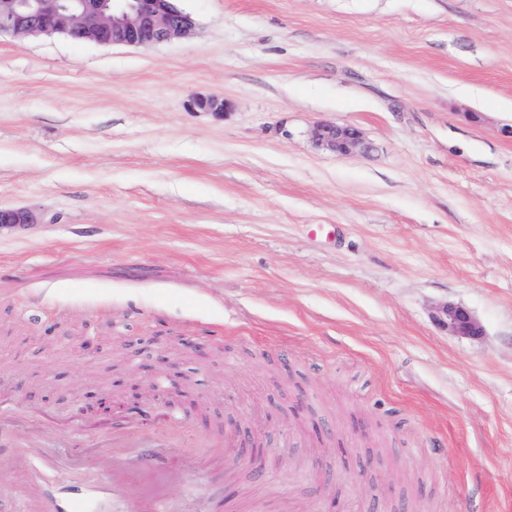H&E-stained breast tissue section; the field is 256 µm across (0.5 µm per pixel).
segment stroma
Instances as JSON below:
<instances>
[{"instance_id": "stroma-1", "label": "stroma", "mask_w": 512, "mask_h": 512, "mask_svg": "<svg viewBox=\"0 0 512 512\" xmlns=\"http://www.w3.org/2000/svg\"><path fill=\"white\" fill-rule=\"evenodd\" d=\"M176 4L148 47L0 37V207L46 218L0 229V485L53 425L122 508L161 471L190 512H512V0ZM312 139L318 148L342 155L368 149L360 130L349 125L317 124L312 130ZM437 319L453 334L472 337L481 334L479 323L462 306L452 303L442 306L438 311Z\"/></svg>"}]
</instances>
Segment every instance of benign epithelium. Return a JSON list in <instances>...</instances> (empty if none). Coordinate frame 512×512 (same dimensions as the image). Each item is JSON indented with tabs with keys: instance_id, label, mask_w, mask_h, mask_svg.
Here are the masks:
<instances>
[{
	"instance_id": "7a95c632",
	"label": "benign epithelium",
	"mask_w": 512,
	"mask_h": 512,
	"mask_svg": "<svg viewBox=\"0 0 512 512\" xmlns=\"http://www.w3.org/2000/svg\"><path fill=\"white\" fill-rule=\"evenodd\" d=\"M192 16L173 0H0V36L22 42L31 36L63 34L78 42L105 45L150 46L189 35ZM195 105L208 112H225L217 97H199ZM314 144L347 155L368 149L359 129L320 123L312 130ZM43 215L30 208L0 207V228L41 224ZM453 334L478 336L479 323L462 306L448 303L437 315Z\"/></svg>"
}]
</instances>
